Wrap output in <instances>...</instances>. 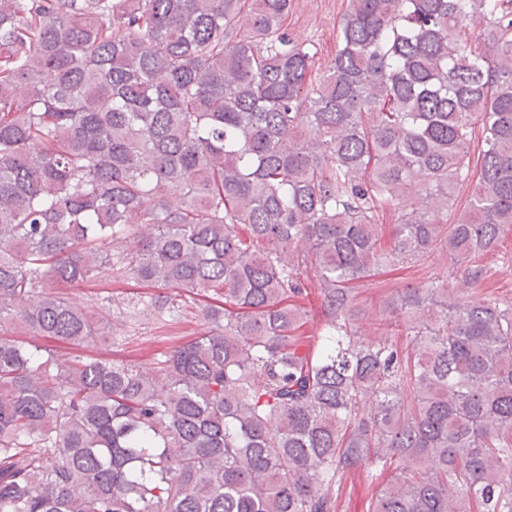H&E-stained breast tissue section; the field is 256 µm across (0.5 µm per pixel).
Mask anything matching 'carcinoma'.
<instances>
[{
	"label": "carcinoma",
	"mask_w": 512,
	"mask_h": 512,
	"mask_svg": "<svg viewBox=\"0 0 512 512\" xmlns=\"http://www.w3.org/2000/svg\"><path fill=\"white\" fill-rule=\"evenodd\" d=\"M291 2L0 0V512H336L363 466L391 476L367 512H512V301L480 261L512 231V0H348L314 84ZM434 253L468 294L397 291L410 349L359 337V286ZM112 282L144 289L121 322L207 330L86 353L113 324L69 290ZM306 302L308 308L311 309L310 316L308 317L309 320L305 327L307 332L306 334L309 337L312 346L316 349L319 345L321 337L320 334L322 332L325 318L320 307V299H317V296L312 294L310 296V301ZM128 325L116 327L114 334L126 336V342H128L124 346L125 351L116 352V354H132L142 362H149L155 350L180 345L198 336L205 328L198 320L179 312L171 314L162 323L142 321L139 325H132L133 327Z\"/></svg>",
	"instance_id": "carcinoma-1"
}]
</instances>
